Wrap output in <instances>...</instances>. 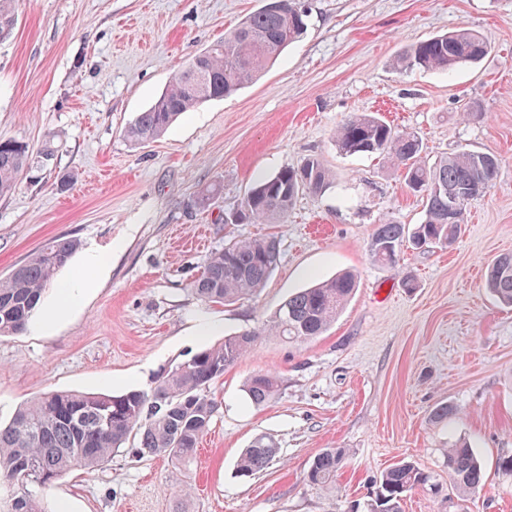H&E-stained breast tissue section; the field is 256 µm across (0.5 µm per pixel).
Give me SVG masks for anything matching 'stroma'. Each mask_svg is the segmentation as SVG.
<instances>
[{
	"label": "stroma",
	"instance_id": "1",
	"mask_svg": "<svg viewBox=\"0 0 512 512\" xmlns=\"http://www.w3.org/2000/svg\"><path fill=\"white\" fill-rule=\"evenodd\" d=\"M306 34L253 83L204 102L160 139L125 136L188 61L259 9L262 0H16L0 41V140L50 159L0 197V278L58 236L79 241L57 274L79 273L109 251L94 287L50 328L29 322L0 337V423L52 391L146 389L170 364L259 328L288 297L336 273L357 276L353 297L320 336H259L210 387L216 412L183 467L120 449L93 471L39 489L50 512H351L401 460L438 491L408 493L402 512H512V306L484 287L512 254V0H300ZM489 54L449 71L394 70L411 45L459 28ZM377 113L415 133L436 161L471 148L498 156L492 186L465 211L451 246L370 254L377 224H416L422 202L382 156L343 155L348 116ZM316 156L333 187L300 193L281 224H229L261 178ZM275 235L276 268L254 297L201 299L194 283L233 239ZM271 372L275 397L250 402L247 380ZM456 407L445 421L437 404ZM278 448L260 474L236 463L256 438ZM471 444L485 484L459 492L446 450ZM325 448L347 451L333 487L305 473Z\"/></svg>",
	"mask_w": 512,
	"mask_h": 512
}]
</instances>
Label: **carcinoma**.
Returning a JSON list of instances; mask_svg holds the SVG:
<instances>
[{"instance_id":"cac0c4a2","label":"carcinoma","mask_w":512,"mask_h":512,"mask_svg":"<svg viewBox=\"0 0 512 512\" xmlns=\"http://www.w3.org/2000/svg\"><path fill=\"white\" fill-rule=\"evenodd\" d=\"M15 24L14 0H0V39ZM307 30V14L295 0H282L279 10L263 6L249 14L224 38L194 56L156 100L138 113L126 130L134 143L157 140L184 113L201 103L222 99L254 82L261 72ZM489 52L476 33L460 28L414 44L396 61L401 69L449 71L475 63ZM336 149L344 155L386 154L401 170L407 188L421 197L423 218L411 227L385 222L372 237V258L380 264L396 261L403 249L427 241L454 243L464 218L450 221L448 194L464 203L481 196L496 179L499 161L491 153L465 149L426 163L422 143L412 132H400L373 114H355L336 128ZM30 146L22 141L0 142V196L14 190L30 165ZM333 172L318 157L298 167H285L250 189L236 210L240 223L281 224L299 193L318 194L331 185ZM79 243L62 236L45 243L8 277L0 279V336L25 330L58 271L78 250ZM279 258L274 237L239 239L212 253L195 292L212 302L230 303L257 293ZM486 286L504 304L512 305V254L499 257L488 269ZM356 281L350 273L304 288L285 301L264 327L278 336L306 340L321 335L352 297ZM258 333L227 336L190 358L164 369L148 390L119 395L57 391L40 396L0 426V482L16 486L7 512H47L43 499L28 489L45 487L80 467L92 470L107 462L131 438L142 456H167L189 464L200 438L208 431L216 404L211 384L251 349ZM278 382L270 373L251 377L245 387L249 400L261 405L273 398ZM277 448L258 438L240 456L237 474L250 478L272 463ZM346 459L342 448H325L315 455L306 480L312 485L335 482ZM448 475L458 490L476 493L484 486V468L466 443L447 453ZM437 488L433 476L409 461L383 471L376 482L368 512H400L406 494L418 487Z\"/></svg>"}]
</instances>
